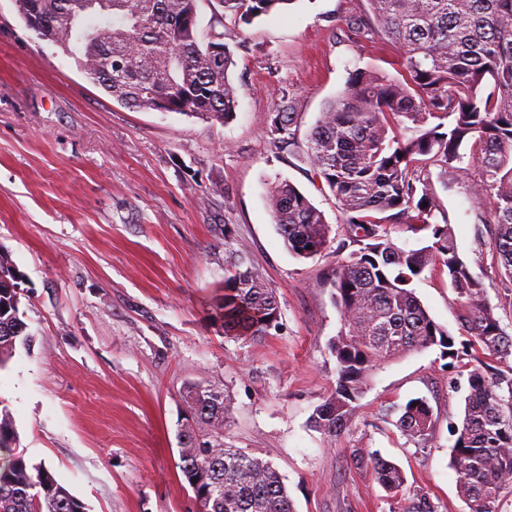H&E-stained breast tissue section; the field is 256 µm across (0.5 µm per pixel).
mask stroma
Here are the masks:
<instances>
[{"label": "stroma", "mask_w": 512, "mask_h": 512, "mask_svg": "<svg viewBox=\"0 0 512 512\" xmlns=\"http://www.w3.org/2000/svg\"><path fill=\"white\" fill-rule=\"evenodd\" d=\"M366 7L294 0L229 37L238 107L210 124L120 105L29 30L15 0H0V252L18 273L34 336L0 370V405L20 451L49 466L86 512H197L178 467L191 385L223 394L225 443L271 461L294 512H405L416 492L437 512H467L450 454L470 368L439 347L378 367L336 438L310 424L336 381L333 258L288 252L267 206L270 184H294L338 240L343 215L296 152L273 147L270 116L282 89L293 90L303 143L351 71L397 75L389 42L354 38L343 23ZM479 177L471 162L457 179L433 176L432 221L451 222L512 334V293L487 247L493 227L475 221ZM239 257L280 309L276 330L255 340L225 337L215 318L225 268ZM412 287L465 340L446 272L434 267ZM414 398L433 411L421 443L396 426ZM372 453L403 469L402 495L377 482Z\"/></svg>", "instance_id": "35a3bbf8"}]
</instances>
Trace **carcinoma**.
<instances>
[{"label": "carcinoma", "instance_id": "cac0c4a2", "mask_svg": "<svg viewBox=\"0 0 512 512\" xmlns=\"http://www.w3.org/2000/svg\"><path fill=\"white\" fill-rule=\"evenodd\" d=\"M199 0H16L28 29L73 57L87 78L117 103L139 111L178 112L209 123L231 120L237 107L230 76L233 53L226 20L249 25L295 0H217L209 28L198 27ZM346 19L357 37L377 35L398 51L401 71L388 77L356 69L344 91L320 112L304 155L337 197L345 236L331 249V229L295 185L273 182L268 206L288 252L298 258L335 255L333 299L341 327L331 344L336 384L311 415L313 427L336 438L352 420L379 365L431 346L460 358L455 338L437 324L411 283L427 267L447 269L460 320L489 361L470 371L464 414L454 429L452 465L468 512H501L512 491V336L460 257L450 223L432 224L437 196L430 169L444 178L462 172L468 144L481 177L475 198L495 226L488 241L502 280L512 283V0H366ZM95 13L107 25L85 19ZM296 98L283 88L273 109L272 143L295 144ZM450 123L445 124L443 120ZM428 206H423V203ZM394 224L433 227L421 248L394 244ZM18 274L0 252V369L17 348L30 349ZM280 310L261 275L244 261L224 278L219 320L224 335L260 338L278 326ZM184 399L194 418L180 430L179 469L204 512H293L272 462L230 448L223 431V395L197 385ZM412 441H425L433 413L424 398L397 422ZM378 483L391 495L406 475L375 454ZM0 512H84V506L42 463L18 451L15 422L0 409Z\"/></svg>", "mask_w": 512, "mask_h": 512}]
</instances>
